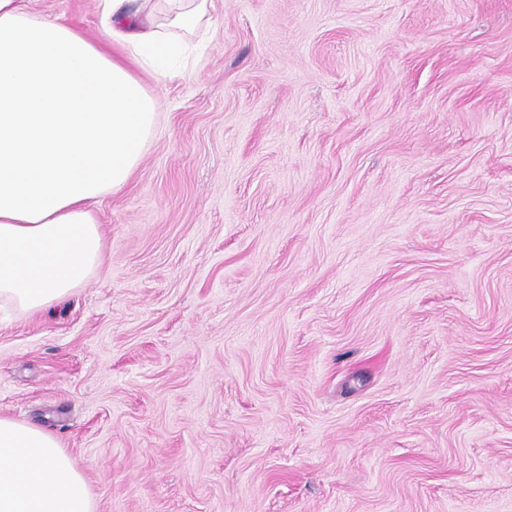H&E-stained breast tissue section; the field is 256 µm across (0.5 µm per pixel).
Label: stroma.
<instances>
[{"label":"stroma","instance_id":"stroma-1","mask_svg":"<svg viewBox=\"0 0 512 512\" xmlns=\"http://www.w3.org/2000/svg\"><path fill=\"white\" fill-rule=\"evenodd\" d=\"M90 38L102 0H36ZM100 271L0 307L96 512H512V0H214Z\"/></svg>","mask_w":512,"mask_h":512}]
</instances>
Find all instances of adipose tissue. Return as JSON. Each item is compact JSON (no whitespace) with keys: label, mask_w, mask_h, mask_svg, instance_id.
<instances>
[{"label":"adipose tissue","mask_w":512,"mask_h":512,"mask_svg":"<svg viewBox=\"0 0 512 512\" xmlns=\"http://www.w3.org/2000/svg\"><path fill=\"white\" fill-rule=\"evenodd\" d=\"M34 0H0V302L39 313L100 269L93 201L128 183L157 114L140 72L161 79L208 26V0H105L91 41ZM85 475L42 428L0 416V512H94Z\"/></svg>","instance_id":"adipose-tissue-1"}]
</instances>
